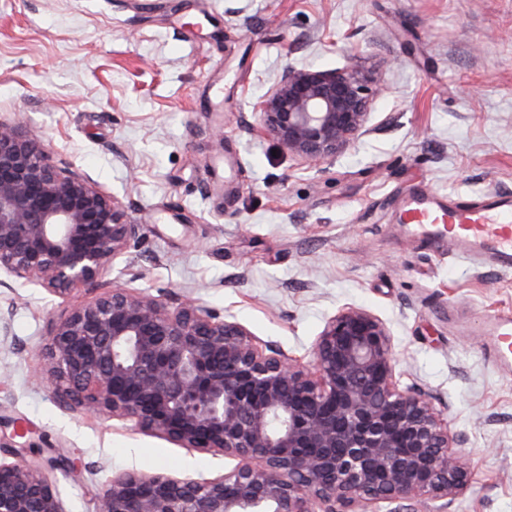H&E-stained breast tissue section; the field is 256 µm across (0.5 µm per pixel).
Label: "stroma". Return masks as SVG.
Here are the masks:
<instances>
[{
	"label": "stroma",
	"mask_w": 512,
	"mask_h": 512,
	"mask_svg": "<svg viewBox=\"0 0 512 512\" xmlns=\"http://www.w3.org/2000/svg\"><path fill=\"white\" fill-rule=\"evenodd\" d=\"M351 53L386 87L355 149L315 168L254 133L283 67ZM17 113L139 224L121 259L138 287L195 298L305 364L342 306L382 319L401 384L464 437L473 470L455 512H512V364L489 357L512 272L436 252L396 220L411 196L512 195V0H0V117ZM99 294L0 287V437L78 463L56 482L66 512H96L118 471L232 465L65 411L37 380L50 322Z\"/></svg>",
	"instance_id": "stroma-1"
}]
</instances>
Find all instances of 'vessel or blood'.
<instances>
[{
    "label": "vessel or blood",
    "instance_id": "vessel-or-blood-1",
    "mask_svg": "<svg viewBox=\"0 0 512 512\" xmlns=\"http://www.w3.org/2000/svg\"><path fill=\"white\" fill-rule=\"evenodd\" d=\"M399 220L447 239L450 252L482 257L502 270L512 269V198L495 196L481 204H443L422 197L402 207ZM494 355L512 360V319L494 317Z\"/></svg>",
    "mask_w": 512,
    "mask_h": 512
}]
</instances>
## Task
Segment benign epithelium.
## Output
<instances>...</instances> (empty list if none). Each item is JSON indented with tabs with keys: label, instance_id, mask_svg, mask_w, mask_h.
I'll return each mask as SVG.
<instances>
[{
	"label": "benign epithelium",
	"instance_id": "benign-epithelium-1",
	"mask_svg": "<svg viewBox=\"0 0 512 512\" xmlns=\"http://www.w3.org/2000/svg\"><path fill=\"white\" fill-rule=\"evenodd\" d=\"M382 89L355 62L289 65L256 105L259 132L303 163H329L371 131ZM139 230L21 118L0 119V274L58 296L97 286ZM42 355L62 407L236 461L208 479L117 472L97 512H378L425 500L451 512L469 488L447 415L400 385L388 326L360 307L326 321L308 366L191 300L114 285L52 321ZM13 455L0 460V512H65L48 470L73 475L76 462Z\"/></svg>",
	"mask_w": 512,
	"mask_h": 512
}]
</instances>
